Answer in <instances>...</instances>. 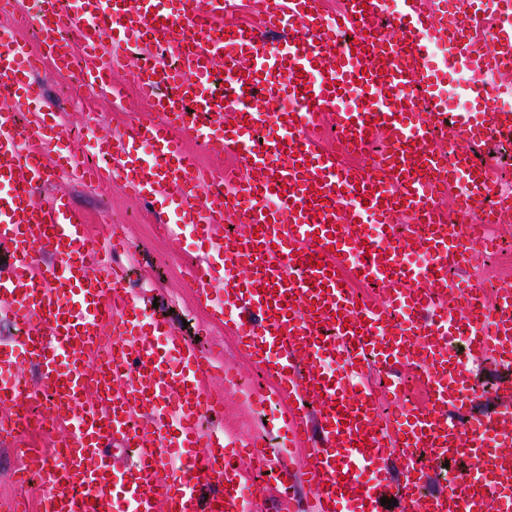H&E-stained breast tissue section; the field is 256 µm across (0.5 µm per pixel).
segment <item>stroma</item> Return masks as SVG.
<instances>
[{
    "label": "stroma",
    "instance_id": "1",
    "mask_svg": "<svg viewBox=\"0 0 512 512\" xmlns=\"http://www.w3.org/2000/svg\"><path fill=\"white\" fill-rule=\"evenodd\" d=\"M136 67V61L132 60L115 67L112 73L113 82L121 87L124 95L119 106L71 84L65 73L57 71L51 62L40 64L35 71V80L56 103L66 134L64 145L76 160L88 157L87 127H97L103 133L114 132L148 113L147 103L137 94ZM49 191L69 195L84 213L90 230H98L105 224L122 225L127 250L120 259L132 266V286L157 301L158 314L167 316L178 327L180 336L197 341L215 359L217 369L207 379L206 386L222 395L224 404L219 413L205 420V428L223 430L227 442L236 445L253 440L264 442L268 451L278 454L295 472L298 497L312 495L315 485L308 476L310 450L289 445L284 435L281 423L288 412V403L273 396L274 377L244 354L229 325L211 323L208 309L197 303L193 289L185 281V266L203 254L199 242L187 236L160 237L151 207L129 195L121 183L89 185L63 176L50 185ZM227 365L238 371L237 384L225 382L223 368ZM259 393L270 396L271 409L256 404L255 396ZM20 462L17 450L0 449V500L18 498L25 501L28 512H39L43 487L37 480L23 486L16 483L12 472Z\"/></svg>",
    "mask_w": 512,
    "mask_h": 512
}]
</instances>
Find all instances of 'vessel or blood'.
<instances>
[{"label": "vessel or blood", "instance_id": "b4317fda", "mask_svg": "<svg viewBox=\"0 0 512 512\" xmlns=\"http://www.w3.org/2000/svg\"><path fill=\"white\" fill-rule=\"evenodd\" d=\"M231 3L43 0L41 13L29 14L58 66L73 63L62 34L80 44L82 81L104 98L120 96L112 70L121 59L154 43L180 59L175 70L137 72L151 111L98 138L97 150L112 152L104 169L67 154L27 43H0V320L16 332L0 347V445L21 449L17 483L38 472L40 512H261L256 484L231 462L245 456L276 476L279 512H381L385 498L402 512H488L490 499L511 502L512 386L494 413H475L470 369L448 339L466 335L474 357L512 366V281L493 285L487 308L451 277L466 267L470 245L485 246L491 221L471 213L495 189L475 154L512 134V0H399L395 11L389 0H343L333 15L322 0H250L252 19L228 24ZM384 21L395 34L382 31ZM432 40L448 45L442 63L428 53ZM219 64L218 98L210 86ZM443 66L467 74L468 105L440 150ZM350 87L360 96L344 99ZM327 115L332 149L310 133ZM269 116L274 129L255 149L254 128ZM176 129L214 157L234 154L238 167H201ZM356 155L369 164H352ZM56 166L79 182L122 183L156 206L160 235L186 229L207 244L189 282L214 318L232 311L242 349L293 400L283 426L312 449L316 490L305 505H296V479L278 456L254 443L229 449L222 433L202 429L220 405L201 383L210 355L128 290L116 259L122 237L91 235L70 198L46 195ZM451 189L459 195L450 214L440 198ZM400 214L431 225L432 235L409 230L383 247L365 233L366 223L390 227ZM470 215L477 224L466 239L456 221ZM227 222L249 231L217 235ZM417 247L430 253V269L403 262ZM352 279L382 285L381 302L357 299ZM329 359L339 372L323 369ZM22 364L38 370L37 382L25 380ZM369 364L418 369L428 403L379 419ZM36 399L46 426L68 430L53 464L20 446ZM139 418L151 437L132 430ZM113 442L132 449L129 464L113 463ZM424 448L476 465L465 481L448 478L425 494ZM394 455L396 476L387 466Z\"/></svg>", "mask_w": 512, "mask_h": 512}]
</instances>
